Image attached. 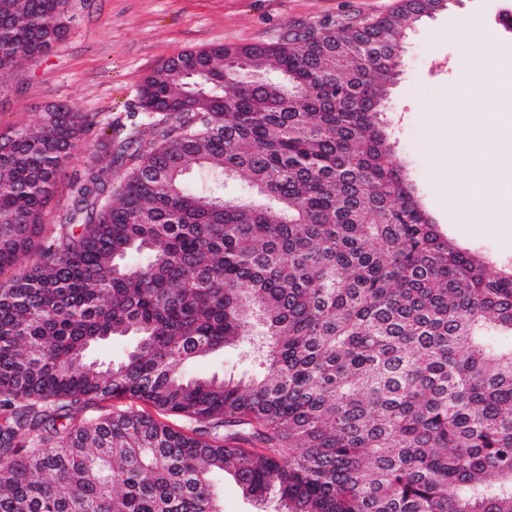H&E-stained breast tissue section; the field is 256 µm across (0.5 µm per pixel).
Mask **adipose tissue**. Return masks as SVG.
I'll use <instances>...</instances> for the list:
<instances>
[{
    "label": "adipose tissue",
    "instance_id": "1",
    "mask_svg": "<svg viewBox=\"0 0 512 512\" xmlns=\"http://www.w3.org/2000/svg\"><path fill=\"white\" fill-rule=\"evenodd\" d=\"M460 65L474 85L449 97L448 110L441 113L440 118L447 121L450 128L451 149L448 155L437 156L436 161L447 168L467 172L464 181L447 186L459 218L470 221L463 201L467 196L480 194L493 201L492 210L484 218L485 223L499 224L504 218L512 219V113L493 106L471 107L470 101L477 89L487 82L483 57L468 55ZM477 131L493 136L489 146L490 160L476 158L468 150L467 143Z\"/></svg>",
    "mask_w": 512,
    "mask_h": 512
}]
</instances>
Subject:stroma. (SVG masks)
<instances>
[{
  "label": "stroma",
  "mask_w": 512,
  "mask_h": 512,
  "mask_svg": "<svg viewBox=\"0 0 512 512\" xmlns=\"http://www.w3.org/2000/svg\"><path fill=\"white\" fill-rule=\"evenodd\" d=\"M401 0H75L67 36L44 57L0 72V132L33 126L46 103H62L86 116L89 129L66 161L57 189L44 211V239L64 223L71 184L82 176L104 129L124 140L146 116L139 107L144 78L169 59L220 44H270L293 28L330 20L358 25L395 10ZM512 0H457L434 12L402 42L401 74L391 89L387 127L414 178L425 207L443 232L469 251L489 257L491 273L512 269V223L487 224L485 196L468 198L473 221L459 223L449 202L446 179L463 180L460 170H435L433 147L446 134L433 122L444 111L448 93L468 81L459 61L472 51L484 54L497 83L486 86L473 104L512 107V30L499 25ZM475 23V40L456 36L461 21ZM193 376L221 373L248 379L260 371L258 360L242 346H228L195 360Z\"/></svg>",
  "instance_id": "1"
}]
</instances>
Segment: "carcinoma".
<instances>
[{
    "instance_id": "cac0c4a2",
    "label": "carcinoma",
    "mask_w": 512,
    "mask_h": 512,
    "mask_svg": "<svg viewBox=\"0 0 512 512\" xmlns=\"http://www.w3.org/2000/svg\"><path fill=\"white\" fill-rule=\"evenodd\" d=\"M0 1L1 70L69 31L72 0ZM439 8L168 60L57 243L42 218L82 116L0 134V273L38 253L0 283V512H223L224 472L281 512H512V271L439 231L383 120L402 37ZM192 163L250 200L192 189ZM227 345L265 374L184 373ZM112 398L187 427L77 418Z\"/></svg>"
}]
</instances>
